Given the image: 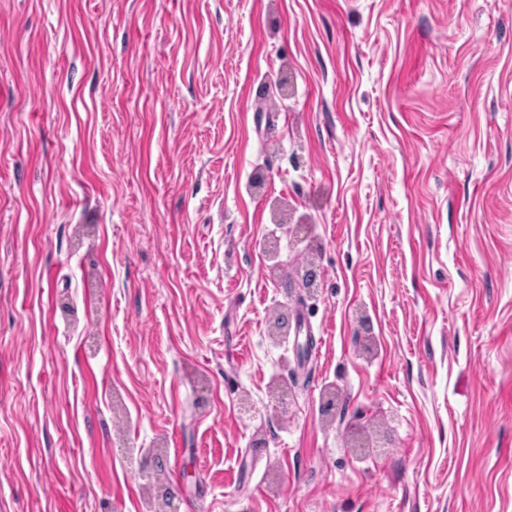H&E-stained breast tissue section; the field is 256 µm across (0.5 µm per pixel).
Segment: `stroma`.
<instances>
[{"mask_svg":"<svg viewBox=\"0 0 512 512\" xmlns=\"http://www.w3.org/2000/svg\"><path fill=\"white\" fill-rule=\"evenodd\" d=\"M151 476L512 512V0H0V512Z\"/></svg>","mask_w":512,"mask_h":512,"instance_id":"stroma-1","label":"stroma"}]
</instances>
